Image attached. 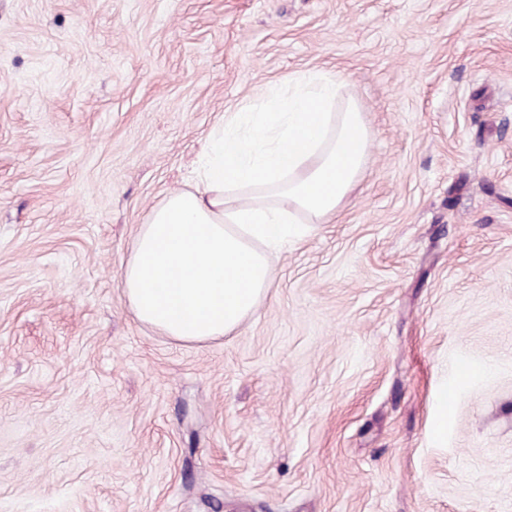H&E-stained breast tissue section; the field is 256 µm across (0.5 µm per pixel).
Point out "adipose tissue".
<instances>
[{
  "label": "adipose tissue",
  "instance_id": "ef3b65f1",
  "mask_svg": "<svg viewBox=\"0 0 512 512\" xmlns=\"http://www.w3.org/2000/svg\"><path fill=\"white\" fill-rule=\"evenodd\" d=\"M342 78L296 75L224 115L196 186L141 225L122 273L136 316L184 341L224 336L272 283L267 252L327 223L357 188L369 130L356 104L336 111Z\"/></svg>",
  "mask_w": 512,
  "mask_h": 512
}]
</instances>
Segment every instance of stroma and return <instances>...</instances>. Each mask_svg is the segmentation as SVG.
Returning <instances> with one entry per match:
<instances>
[{
	"mask_svg": "<svg viewBox=\"0 0 512 512\" xmlns=\"http://www.w3.org/2000/svg\"><path fill=\"white\" fill-rule=\"evenodd\" d=\"M318 71L336 219L228 335L140 322V224ZM0 512H512V0H0Z\"/></svg>",
	"mask_w": 512,
	"mask_h": 512,
	"instance_id": "1",
	"label": "stroma"
}]
</instances>
